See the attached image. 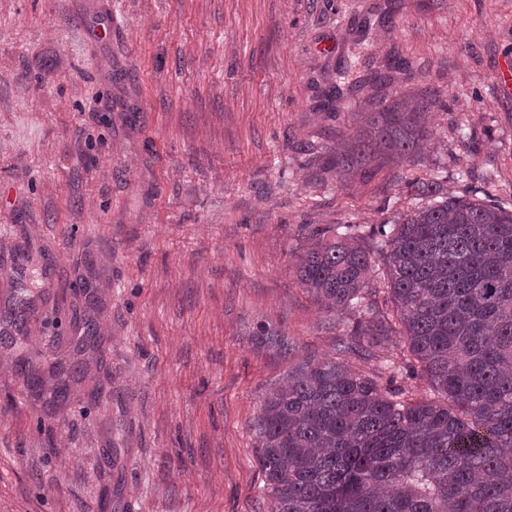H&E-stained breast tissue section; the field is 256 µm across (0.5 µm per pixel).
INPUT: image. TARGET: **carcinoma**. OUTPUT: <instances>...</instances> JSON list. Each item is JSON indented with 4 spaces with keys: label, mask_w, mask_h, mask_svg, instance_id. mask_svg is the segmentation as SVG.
Segmentation results:
<instances>
[{
    "label": "carcinoma",
    "mask_w": 512,
    "mask_h": 512,
    "mask_svg": "<svg viewBox=\"0 0 512 512\" xmlns=\"http://www.w3.org/2000/svg\"><path fill=\"white\" fill-rule=\"evenodd\" d=\"M440 104H374L331 158L336 180L409 159L429 136L424 114ZM410 186L435 202L370 225L371 251L353 224L306 233L297 281L354 321L336 356L288 372L251 424L267 512H512V210L448 195L436 180ZM377 260L393 318L375 300ZM397 326L403 347L379 352ZM254 336L292 351L264 325ZM351 357L376 359L374 374ZM408 369L432 397L398 383Z\"/></svg>",
    "instance_id": "cac0c4a2"
}]
</instances>
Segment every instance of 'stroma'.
<instances>
[{"instance_id":"obj_1","label":"stroma","mask_w":512,"mask_h":512,"mask_svg":"<svg viewBox=\"0 0 512 512\" xmlns=\"http://www.w3.org/2000/svg\"><path fill=\"white\" fill-rule=\"evenodd\" d=\"M512 0H0V512H267L251 424L333 355L306 226L377 224L408 183L512 204ZM438 96L409 161L338 183L380 98ZM95 349L64 402L23 365ZM291 356L260 348L258 325Z\"/></svg>"}]
</instances>
